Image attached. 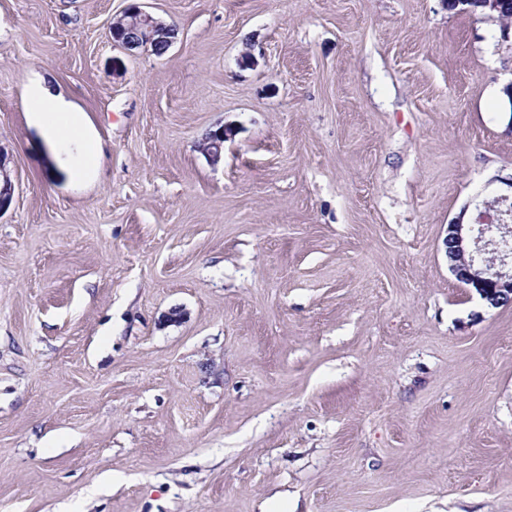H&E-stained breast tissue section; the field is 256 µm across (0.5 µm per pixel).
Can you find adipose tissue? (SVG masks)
<instances>
[{
	"instance_id": "ef3b65f1",
	"label": "adipose tissue",
	"mask_w": 512,
	"mask_h": 512,
	"mask_svg": "<svg viewBox=\"0 0 512 512\" xmlns=\"http://www.w3.org/2000/svg\"><path fill=\"white\" fill-rule=\"evenodd\" d=\"M29 101L33 120L62 146L77 145L80 169L90 168L96 160V150L87 135L83 114L70 110L62 100L37 85L32 87Z\"/></svg>"
}]
</instances>
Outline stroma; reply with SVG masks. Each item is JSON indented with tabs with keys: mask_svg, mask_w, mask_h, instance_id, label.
<instances>
[{
	"mask_svg": "<svg viewBox=\"0 0 512 512\" xmlns=\"http://www.w3.org/2000/svg\"><path fill=\"white\" fill-rule=\"evenodd\" d=\"M131 2L0 0V512H512V303L445 244L512 177V38L448 0H141L159 55L113 43ZM29 101L33 120L48 135L64 147L77 145L80 150L78 174L90 168L95 163L96 150L87 135L83 114L70 110L62 100L38 85L32 87ZM232 129L224 125L223 127H219V129L213 131V138L210 137L211 130L209 131L208 136L204 139L202 143V151L207 157L212 161H218L221 159V156L224 152V142L231 135Z\"/></svg>",
	"mask_w": 512,
	"mask_h": 512,
	"instance_id": "1",
	"label": "stroma"
}]
</instances>
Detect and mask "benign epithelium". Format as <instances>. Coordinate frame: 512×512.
Returning <instances> with one entry per match:
<instances>
[{
  "label": "benign epithelium",
  "instance_id": "obj_1",
  "mask_svg": "<svg viewBox=\"0 0 512 512\" xmlns=\"http://www.w3.org/2000/svg\"><path fill=\"white\" fill-rule=\"evenodd\" d=\"M453 7L462 11L479 13L484 18L494 17L498 0H452ZM131 32L136 38L125 35ZM174 30L158 21L137 5L130 6L122 16L112 22V40L117 45L132 50L143 41L171 43ZM232 129L225 125L208 136L202 143V151L212 161H218L224 152V142ZM13 189L6 163L0 158V212L9 208ZM512 195H496L476 205V215L471 223L459 217L448 224L446 245L448 267L456 280L475 292L491 305L512 301V268L509 267L507 236L512 232L505 221L506 209ZM493 246L492 256H486L479 243Z\"/></svg>",
  "mask_w": 512,
  "mask_h": 512
}]
</instances>
